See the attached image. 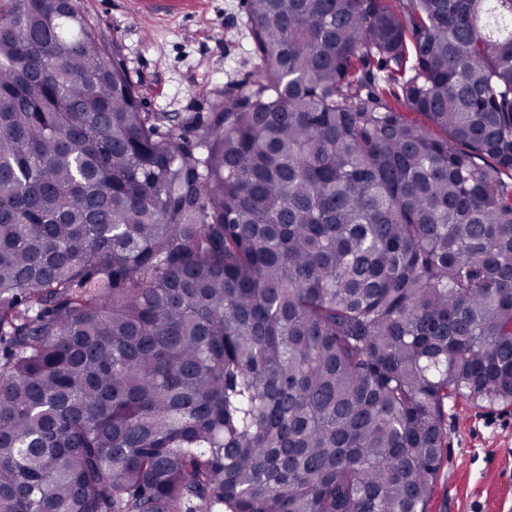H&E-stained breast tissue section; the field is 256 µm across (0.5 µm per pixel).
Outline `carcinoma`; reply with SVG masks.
Wrapping results in <instances>:
<instances>
[{"instance_id":"obj_1","label":"carcinoma","mask_w":512,"mask_h":512,"mask_svg":"<svg viewBox=\"0 0 512 512\" xmlns=\"http://www.w3.org/2000/svg\"><path fill=\"white\" fill-rule=\"evenodd\" d=\"M241 0L254 78L144 110L0 0V512H426L512 405V0Z\"/></svg>"}]
</instances>
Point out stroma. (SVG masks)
<instances>
[{
    "mask_svg": "<svg viewBox=\"0 0 512 512\" xmlns=\"http://www.w3.org/2000/svg\"><path fill=\"white\" fill-rule=\"evenodd\" d=\"M117 42L145 111L207 113L226 83L252 70L241 0H187L143 36L138 0H84ZM448 446L427 512H512V406L445 407Z\"/></svg>",
    "mask_w": 512,
    "mask_h": 512,
    "instance_id": "stroma-1",
    "label": "stroma"
}]
</instances>
